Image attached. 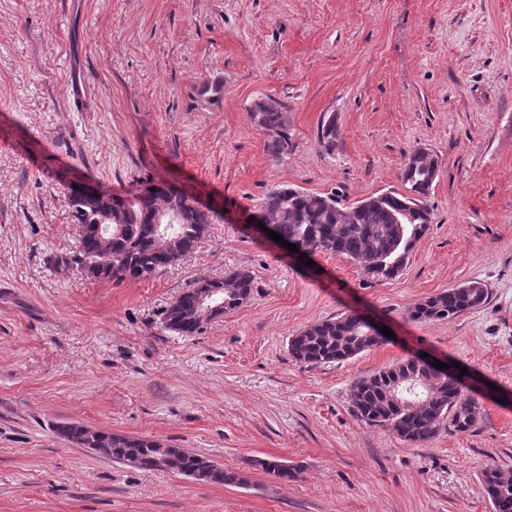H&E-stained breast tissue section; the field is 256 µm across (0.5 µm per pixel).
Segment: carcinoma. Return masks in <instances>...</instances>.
Listing matches in <instances>:
<instances>
[{
  "instance_id": "carcinoma-1",
  "label": "carcinoma",
  "mask_w": 512,
  "mask_h": 512,
  "mask_svg": "<svg viewBox=\"0 0 512 512\" xmlns=\"http://www.w3.org/2000/svg\"><path fill=\"white\" fill-rule=\"evenodd\" d=\"M251 123L266 137V151L279 161L294 149L288 124L287 107L267 95L249 113ZM336 123L321 125L319 141L325 149L335 146ZM439 172L438 161L429 151H412L403 166L405 191L375 192L353 203H347L336 191L310 193L299 188L280 186L266 192L257 208L264 227L281 235L298 248V253L313 257L317 253L334 255L352 261L373 278H393L407 264L416 243L427 233L433 213L427 197ZM120 205V234L102 246L98 225L101 217L113 211L114 197L103 194L94 201L69 199V207L78 232V251L74 261L86 276L94 279L124 280L143 278L175 264L179 257L157 249L154 230L156 216L164 210L179 215L171 230L181 246V255L190 253L210 225L216 213L192 205L187 193L169 196L159 188L142 187ZM224 308L215 313L221 317L250 301L253 277L246 270L227 275ZM213 285L208 279L198 280L183 291L165 311L164 326L181 336H193L201 325L192 316L198 292ZM489 297L488 288L480 281H468L445 292L430 296L409 310L415 322L451 321L480 307ZM380 345L371 334V326L356 314L341 315L314 323L288 339V353L303 367H317L350 360ZM451 375L434 367L419 356H409L366 377L357 379L350 391L356 416L369 425L392 430L412 445H423L448 428L467 432L475 427L481 415L479 402L464 394L459 371L451 366ZM62 433L73 445L84 447L91 432L76 424H64ZM102 447H110L109 436L99 433ZM112 448V447H110ZM131 454L138 458L137 468L157 470L155 441L133 438L123 440L122 447L112 448L115 460ZM256 465L282 480L295 478V467L277 460H258ZM182 474L199 473V480L224 486L248 484L243 473L226 469L210 460L184 455L180 458ZM484 494L491 512H512V478L490 464L481 473Z\"/></svg>"
}]
</instances>
